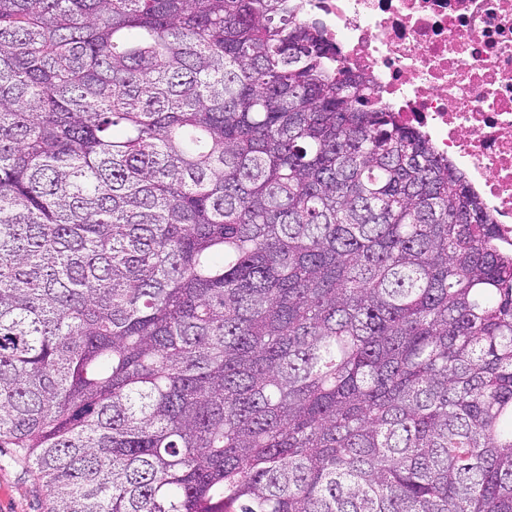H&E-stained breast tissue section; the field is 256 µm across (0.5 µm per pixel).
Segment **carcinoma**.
<instances>
[{
  "instance_id": "cac0c4a2",
  "label": "carcinoma",
  "mask_w": 512,
  "mask_h": 512,
  "mask_svg": "<svg viewBox=\"0 0 512 512\" xmlns=\"http://www.w3.org/2000/svg\"><path fill=\"white\" fill-rule=\"evenodd\" d=\"M287 0H0V448L47 512H512V249Z\"/></svg>"
}]
</instances>
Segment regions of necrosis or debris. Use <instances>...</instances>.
Wrapping results in <instances>:
<instances>
[{
	"label": "necrosis or debris",
	"mask_w": 512,
	"mask_h": 512,
	"mask_svg": "<svg viewBox=\"0 0 512 512\" xmlns=\"http://www.w3.org/2000/svg\"><path fill=\"white\" fill-rule=\"evenodd\" d=\"M372 103L462 171L512 244V0H289Z\"/></svg>",
	"instance_id": "obj_1"
}]
</instances>
